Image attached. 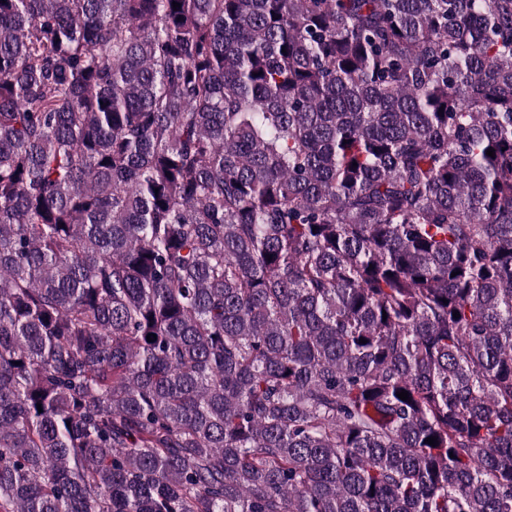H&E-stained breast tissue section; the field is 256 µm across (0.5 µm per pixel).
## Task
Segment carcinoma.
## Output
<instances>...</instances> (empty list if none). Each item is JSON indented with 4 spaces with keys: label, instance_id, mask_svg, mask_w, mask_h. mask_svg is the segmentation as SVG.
Here are the masks:
<instances>
[{
    "label": "carcinoma",
    "instance_id": "cac0c4a2",
    "mask_svg": "<svg viewBox=\"0 0 512 512\" xmlns=\"http://www.w3.org/2000/svg\"><path fill=\"white\" fill-rule=\"evenodd\" d=\"M0 512H512V0H0Z\"/></svg>",
    "mask_w": 512,
    "mask_h": 512
}]
</instances>
